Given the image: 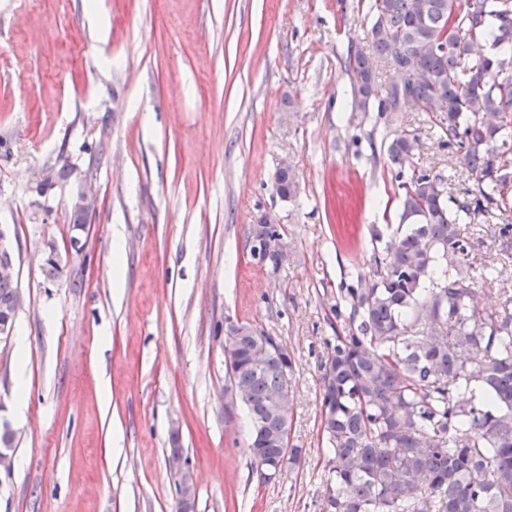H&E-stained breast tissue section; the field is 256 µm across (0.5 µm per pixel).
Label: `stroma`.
I'll return each mask as SVG.
<instances>
[{"instance_id": "35a3bbf8", "label": "stroma", "mask_w": 512, "mask_h": 512, "mask_svg": "<svg viewBox=\"0 0 512 512\" xmlns=\"http://www.w3.org/2000/svg\"><path fill=\"white\" fill-rule=\"evenodd\" d=\"M371 23L359 0H0V248L21 295L0 345V419L17 433L0 512H179L175 445L195 512H318L336 295L370 266L369 225L397 221L384 127L352 111L344 67L371 54ZM402 125L463 198L470 183L429 117ZM284 160L289 199L272 187ZM88 183L97 209L76 232ZM264 214L288 254L276 272L249 256ZM227 318L293 360L301 460L270 481L245 410L221 396Z\"/></svg>"}]
</instances>
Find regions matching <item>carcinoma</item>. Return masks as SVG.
<instances>
[{
    "mask_svg": "<svg viewBox=\"0 0 512 512\" xmlns=\"http://www.w3.org/2000/svg\"><path fill=\"white\" fill-rule=\"evenodd\" d=\"M374 53L397 75L377 97L374 62L351 52V111L392 123L410 96L471 180L469 198L419 163L403 130L386 146L396 171L399 224L370 229L372 262L340 289L344 331L323 366L327 446L319 512H512V293L495 263H474L467 225L494 219L491 236L512 259V0H370ZM277 194L296 193L291 168ZM250 241L277 271L285 253L274 224ZM240 323L224 389L249 414V447L273 468L297 464L285 426L294 371L285 348Z\"/></svg>",
    "mask_w": 512,
    "mask_h": 512,
    "instance_id": "obj_1",
    "label": "carcinoma"
}]
</instances>
